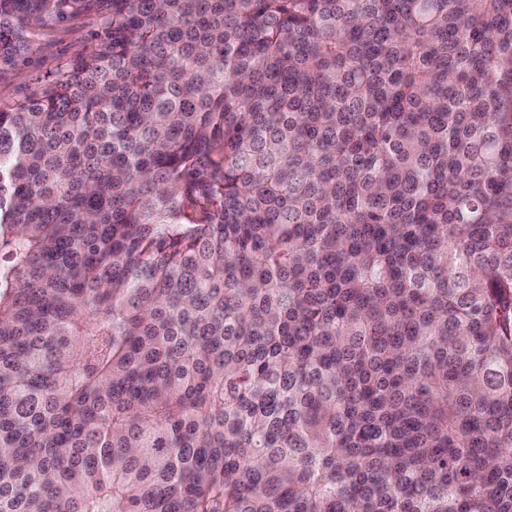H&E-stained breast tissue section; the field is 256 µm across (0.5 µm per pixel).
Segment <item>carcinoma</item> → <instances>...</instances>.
Wrapping results in <instances>:
<instances>
[{
	"mask_svg": "<svg viewBox=\"0 0 512 512\" xmlns=\"http://www.w3.org/2000/svg\"><path fill=\"white\" fill-rule=\"evenodd\" d=\"M0 512H512V0H0ZM100 17L93 11L54 18L36 30L30 49L0 73V108L39 98L58 71L88 55Z\"/></svg>",
	"mask_w": 512,
	"mask_h": 512,
	"instance_id": "obj_1",
	"label": "carcinoma"
}]
</instances>
